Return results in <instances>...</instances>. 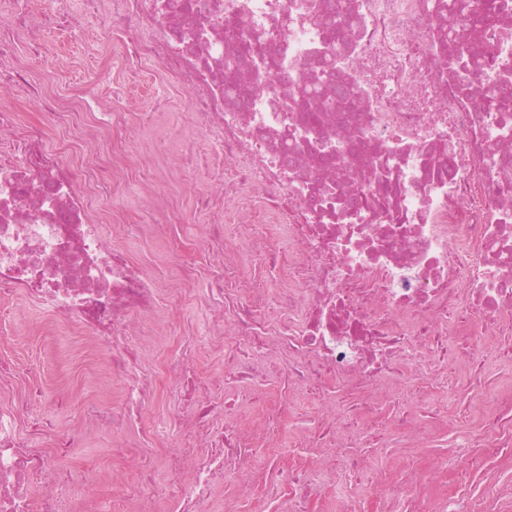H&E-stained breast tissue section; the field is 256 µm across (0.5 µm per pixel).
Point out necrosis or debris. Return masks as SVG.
Masks as SVG:
<instances>
[{"label": "necrosis or debris", "mask_w": 512, "mask_h": 512, "mask_svg": "<svg viewBox=\"0 0 512 512\" xmlns=\"http://www.w3.org/2000/svg\"><path fill=\"white\" fill-rule=\"evenodd\" d=\"M84 22L67 13L12 0L0 16V60L15 36L49 54L48 33L61 28L76 40H97L94 19L109 18L132 53L160 63L189 95L201 127L222 146L231 189L260 190L284 235L245 226L253 247L287 249L272 267L276 323L234 300L216 284L205 298L233 317L237 380L252 387L282 375L289 392L337 398L348 413L321 433L322 448H362L363 419L380 414L374 387L433 367L465 364L474 387L487 367L478 348L456 352L455 336L494 327L498 351L512 360V111L486 112L489 85L512 99V84L495 77L512 67V11L491 24L459 21L469 54L459 59L448 39L447 0H83ZM341 18L344 37L330 46L328 23ZM241 53L234 77L224 56ZM347 91L349 111L300 112L290 93L320 74L325 59ZM242 93L225 95L227 84ZM0 87L26 90L50 121L68 131L85 123L90 107L68 106L32 85L26 66L0 63ZM44 128L19 127L11 103L0 100V301L33 300L76 326L108 352L121 378L145 344L132 318H153L155 280L93 230L81 182L103 192L112 168L96 174L64 165L43 146ZM33 400L13 394L0 408V512H84L80 500L61 505L63 477L32 438L55 447L78 445L34 420L22 434L18 416ZM139 384L124 388L118 405L89 403L92 423L108 425L139 413ZM199 402L188 418L207 455L192 471L178 512H209L230 462L245 453L225 444ZM458 445L512 447V389L500 391L472 439L457 425ZM279 512H308L309 484L298 468H274Z\"/></svg>", "instance_id": "necrosis-or-debris-1"}]
</instances>
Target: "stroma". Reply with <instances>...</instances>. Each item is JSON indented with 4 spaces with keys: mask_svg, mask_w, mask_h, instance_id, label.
Here are the masks:
<instances>
[{
    "mask_svg": "<svg viewBox=\"0 0 512 512\" xmlns=\"http://www.w3.org/2000/svg\"><path fill=\"white\" fill-rule=\"evenodd\" d=\"M53 56L31 62L25 39H17L15 62L31 64L32 76L50 94L71 101L96 100L118 112L117 125H91L92 149L106 151L113 140L128 141L129 148L112 161L113 191L100 194L93 221L114 245L141 265L157 281L162 299L159 313L145 323L155 342L145 347L131 371L138 378L155 374L170 357L178 341H190L194 356L190 380L202 395L217 393L223 401L210 425L230 427L261 436L268 417L285 397L282 382L244 391L225 371L229 336L213 333L209 308L186 299L204 293L213 270L207 239L211 225H224V249L236 254V276L248 287H267L263 253L252 250L234 231L241 224L263 219L258 191L225 201L227 164L219 142L202 132L193 117L187 95L151 60L127 63L122 37L113 34L108 53L94 44L76 43L66 32L54 30ZM119 207L120 221H103L102 214ZM9 315L1 330L0 358L14 362V390L38 388L40 395L27 411L29 418H51L58 433H81L80 447L57 460L59 469L74 474L72 496L89 504L92 512L106 507L123 487L140 478L137 458L154 469L156 495L167 501L173 475L163 460L169 456L201 459L193 437L181 431L189 410L184 400L185 382L175 377L157 381L155 410L142 423L117 427L90 426L85 421L88 401L101 392L119 396L123 380L113 378L108 359L87 352L82 335L52 315L16 296L5 300ZM447 396H428L416 410L417 425L402 433L390 422L399 413L392 391H385L388 417L377 424L379 444L362 449L367 477L360 482L342 480L323 469L322 449L315 446L317 429L333 416L330 404L296 394L293 407L278 424L279 442L260 449L237 468L228 470L216 494V512H277L262 476L272 465H303L311 484L314 512H329L335 505L356 501L361 512H380L393 504L396 512H414L419 501L439 502L448 494L482 499L489 488L501 489L493 512H512V467L492 450L455 445L454 427L468 421L478 429V418L492 404L490 396H476L445 380ZM416 484L412 500L391 502L389 492L399 483Z\"/></svg>",
    "mask_w": 512,
    "mask_h": 512,
    "instance_id": "obj_1",
    "label": "stroma"
}]
</instances>
